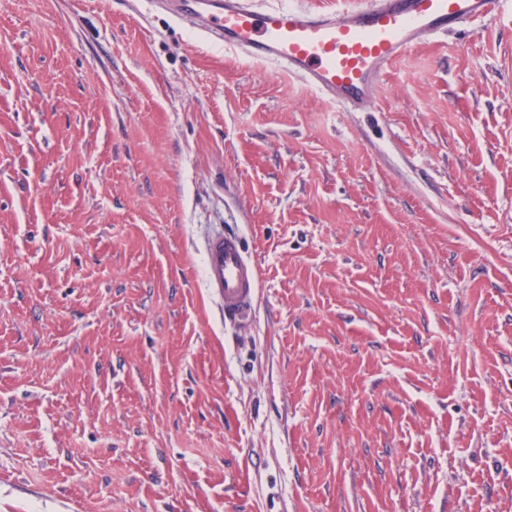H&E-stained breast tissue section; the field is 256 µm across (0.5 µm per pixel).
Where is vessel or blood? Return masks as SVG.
Listing matches in <instances>:
<instances>
[{"label": "vessel or blood", "mask_w": 512, "mask_h": 512, "mask_svg": "<svg viewBox=\"0 0 512 512\" xmlns=\"http://www.w3.org/2000/svg\"><path fill=\"white\" fill-rule=\"evenodd\" d=\"M505 0H365L310 10L280 0H150L154 10L191 18L208 42L285 71L328 103L353 111L377 102L389 68L418 45L485 21ZM205 286L227 318L250 317L259 278L239 236L209 235Z\"/></svg>", "instance_id": "vessel-or-blood-1"}]
</instances>
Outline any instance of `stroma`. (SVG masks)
Listing matches in <instances>:
<instances>
[{
    "instance_id": "obj_1",
    "label": "stroma",
    "mask_w": 512,
    "mask_h": 512,
    "mask_svg": "<svg viewBox=\"0 0 512 512\" xmlns=\"http://www.w3.org/2000/svg\"><path fill=\"white\" fill-rule=\"evenodd\" d=\"M487 30L353 112L142 0H0V512H512V9ZM203 256L205 286L221 305L224 316L239 321L248 319L259 270L240 237L224 230L212 233L205 241Z\"/></svg>"
}]
</instances>
